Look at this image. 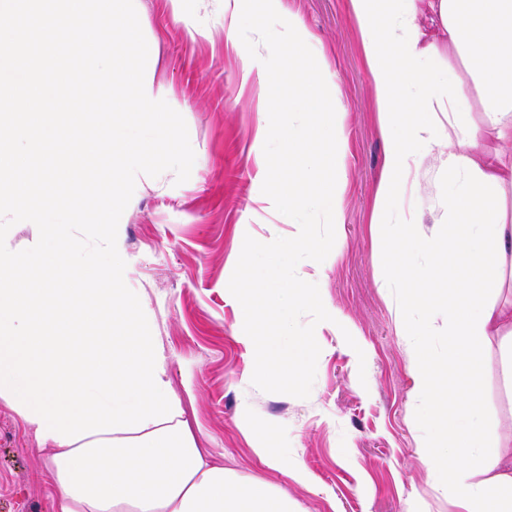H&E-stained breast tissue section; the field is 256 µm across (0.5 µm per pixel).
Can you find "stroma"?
Segmentation results:
<instances>
[{
	"label": "stroma",
	"mask_w": 512,
	"mask_h": 512,
	"mask_svg": "<svg viewBox=\"0 0 512 512\" xmlns=\"http://www.w3.org/2000/svg\"><path fill=\"white\" fill-rule=\"evenodd\" d=\"M282 5L311 32L313 52L336 76L347 139L343 222L335 227L333 252L296 267L343 319L342 326L323 322L315 330L321 353L310 396L266 393L252 384L254 348L227 291L245 236L268 243L293 237L298 225L260 202L267 116L256 77H245L225 38L224 0H192L194 34L173 21L167 0H139L154 85L183 116L195 163L181 184L171 171L140 175L142 187L123 217L128 285L144 301L183 418L211 464L239 482H264L298 512H406L415 497L428 512H454L418 457L419 445L437 442L440 430L433 407L418 394L395 319L408 285L381 276L390 230L409 245L411 264L431 263L420 240L447 219L448 177L435 153H422L419 192L377 205L385 138L348 0ZM472 383L488 433L511 437L512 368L499 340H491ZM259 434L281 456L301 461L309 484L260 461ZM49 456L0 402V512H54L59 489Z\"/></svg>",
	"instance_id": "1"
}]
</instances>
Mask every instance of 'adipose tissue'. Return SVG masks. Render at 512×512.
Returning <instances> with one entry per match:
<instances>
[{
  "label": "adipose tissue",
  "instance_id": "ef3b65f1",
  "mask_svg": "<svg viewBox=\"0 0 512 512\" xmlns=\"http://www.w3.org/2000/svg\"><path fill=\"white\" fill-rule=\"evenodd\" d=\"M363 37L387 147L379 196L416 190L420 151H439L448 175L447 235L427 240L435 262L408 270L394 240L385 280L409 279L397 311L400 334L424 397L443 417L440 444L419 449L421 465L448 490L457 512H512V439L487 436L469 376L489 337L512 339V301L491 299L496 268L512 254V223L498 202L512 188V155L481 149L484 134L512 145V0H349ZM454 55L469 83L451 82L443 61ZM455 95L443 100L441 88ZM483 95L480 122L465 120L470 89ZM446 104L458 123L448 138L434 120ZM448 308V360L437 364L426 327L411 312ZM59 488L54 512H295L267 484H238L208 465L181 418L138 433L98 434L72 445L46 439Z\"/></svg>",
  "mask_w": 512,
  "mask_h": 512
}]
</instances>
